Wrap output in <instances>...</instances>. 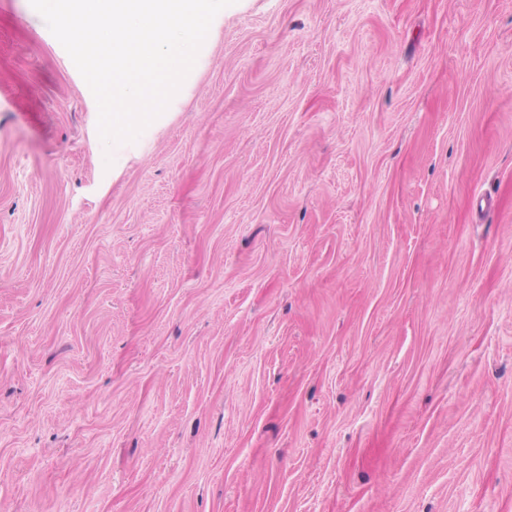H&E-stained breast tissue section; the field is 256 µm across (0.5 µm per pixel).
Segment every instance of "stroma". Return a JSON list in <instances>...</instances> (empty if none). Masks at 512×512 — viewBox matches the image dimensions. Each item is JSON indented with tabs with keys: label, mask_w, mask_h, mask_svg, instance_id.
Wrapping results in <instances>:
<instances>
[{
	"label": "stroma",
	"mask_w": 512,
	"mask_h": 512,
	"mask_svg": "<svg viewBox=\"0 0 512 512\" xmlns=\"http://www.w3.org/2000/svg\"><path fill=\"white\" fill-rule=\"evenodd\" d=\"M97 119L0 0V512H512V0H251Z\"/></svg>",
	"instance_id": "35a3bbf8"
}]
</instances>
